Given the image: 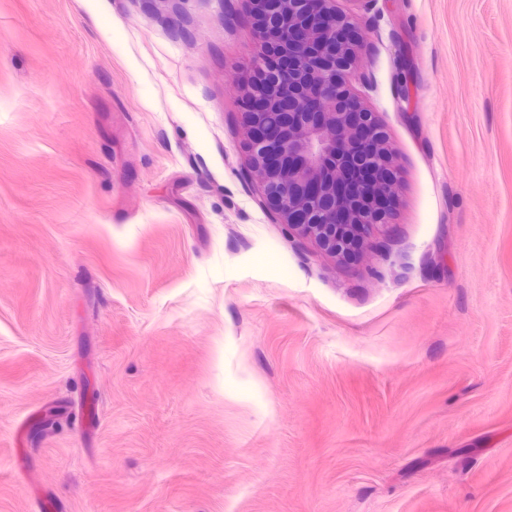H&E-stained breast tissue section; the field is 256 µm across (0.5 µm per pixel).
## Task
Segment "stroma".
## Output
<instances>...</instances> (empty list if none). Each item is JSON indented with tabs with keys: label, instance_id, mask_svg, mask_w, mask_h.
<instances>
[{
	"label": "stroma",
	"instance_id": "obj_1",
	"mask_svg": "<svg viewBox=\"0 0 512 512\" xmlns=\"http://www.w3.org/2000/svg\"><path fill=\"white\" fill-rule=\"evenodd\" d=\"M336 7L350 261L246 176L241 0H0V512H512V0Z\"/></svg>",
	"mask_w": 512,
	"mask_h": 512
}]
</instances>
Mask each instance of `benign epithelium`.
I'll return each mask as SVG.
<instances>
[{"label": "benign epithelium", "instance_id": "obj_1", "mask_svg": "<svg viewBox=\"0 0 512 512\" xmlns=\"http://www.w3.org/2000/svg\"><path fill=\"white\" fill-rule=\"evenodd\" d=\"M261 55L244 90L247 176L276 223L344 260L390 223L399 164L350 90L353 16L335 0H244Z\"/></svg>", "mask_w": 512, "mask_h": 512}]
</instances>
